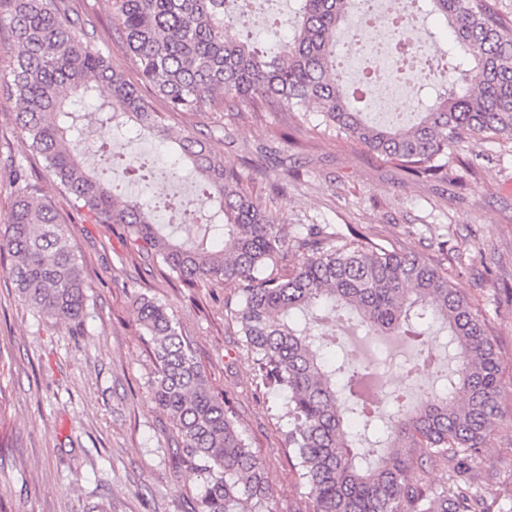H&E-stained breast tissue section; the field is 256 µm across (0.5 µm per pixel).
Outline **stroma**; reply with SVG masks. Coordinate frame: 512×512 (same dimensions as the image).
Returning a JSON list of instances; mask_svg holds the SVG:
<instances>
[{"instance_id": "35a3bbf8", "label": "stroma", "mask_w": 512, "mask_h": 512, "mask_svg": "<svg viewBox=\"0 0 512 512\" xmlns=\"http://www.w3.org/2000/svg\"><path fill=\"white\" fill-rule=\"evenodd\" d=\"M82 32L112 68L138 74L104 0H73ZM192 136L254 181L269 221L289 237L329 224L430 259L488 322L500 356L499 419L468 475L486 493L512 486V143L469 139L446 179L408 178L365 146L313 131L284 112H171ZM0 98V229L10 220L8 157L69 230L87 283L80 328L43 316L16 295L0 264V512H195L205 482L182 463L177 431L151 398L155 362L136 300L165 304L212 386L263 463L270 512L308 500L285 444L284 396L254 375L234 311L235 285H186L145 262L115 224H90L31 155L16 113Z\"/></svg>"}]
</instances>
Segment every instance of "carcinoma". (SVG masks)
Listing matches in <instances>:
<instances>
[{
    "label": "carcinoma",
    "mask_w": 512,
    "mask_h": 512,
    "mask_svg": "<svg viewBox=\"0 0 512 512\" xmlns=\"http://www.w3.org/2000/svg\"><path fill=\"white\" fill-rule=\"evenodd\" d=\"M71 2L0 0L12 38L10 79L0 94L19 102L16 120L30 150L91 223L121 225L133 249L186 284L222 280L241 288L240 331L263 383L288 395V447L312 512H493L496 498L456 474L439 492L410 477L417 451L458 465L478 455L499 414L496 342L448 273L371 240H339L316 224L288 238L267 223L248 180L193 138L174 141L160 163L132 156L117 164L147 187L158 168L173 182L200 179L211 202L208 223L178 237L157 222L156 193L118 200L85 164L86 100L97 102L107 128L133 123L163 142L171 135L139 86L83 41ZM107 2L141 84L173 112H294L426 180L445 177L448 157L462 154L468 135L512 140V16L498 0H427L447 23L451 48L435 68L442 93L411 124L367 121L336 76V31L345 22L360 26L354 0H298L283 20L292 37L274 52L224 40L226 0ZM396 4L391 33L404 43L407 0ZM12 164L0 259L9 261L22 301L80 326L83 268L22 161ZM137 309L153 346V399L175 424L184 462L205 475L196 512H266L264 467L174 315L148 297L137 299ZM344 309L356 311L365 330L402 338L414 351L404 368L412 379L435 374L431 330L445 332L456 367L444 376V391L425 393L404 411L402 396L381 390L374 364L336 354L328 324Z\"/></svg>",
    "instance_id": "carcinoma-1"
}]
</instances>
